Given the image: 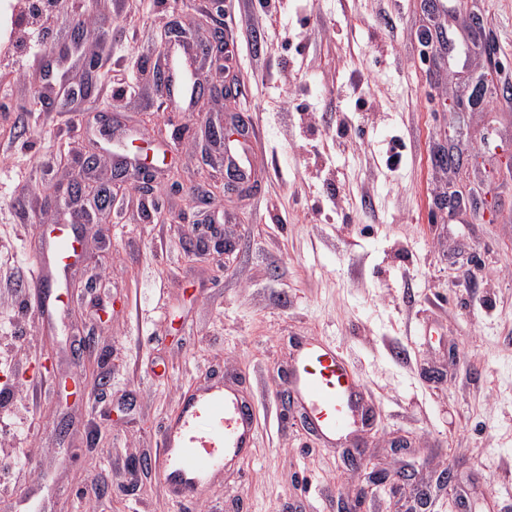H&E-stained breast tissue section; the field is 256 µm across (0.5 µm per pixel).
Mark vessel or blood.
<instances>
[{
    "instance_id": "1",
    "label": "vessel or blood",
    "mask_w": 512,
    "mask_h": 512,
    "mask_svg": "<svg viewBox=\"0 0 512 512\" xmlns=\"http://www.w3.org/2000/svg\"><path fill=\"white\" fill-rule=\"evenodd\" d=\"M191 72L183 50L170 64L164 97L192 100ZM77 217L37 229L42 252L31 276L33 291L45 286V267L68 268L78 256ZM292 403L329 446L346 441L364 420L359 385L347 360L309 338L295 349L288 388ZM256 430L247 400L224 383L210 384L183 401L179 414L162 431V476L177 502L203 498L238 458L254 447Z\"/></svg>"
}]
</instances>
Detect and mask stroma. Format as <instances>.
I'll use <instances>...</instances> for the list:
<instances>
[{
    "label": "stroma",
    "instance_id": "stroma-1",
    "mask_svg": "<svg viewBox=\"0 0 512 512\" xmlns=\"http://www.w3.org/2000/svg\"><path fill=\"white\" fill-rule=\"evenodd\" d=\"M38 5L0 0V386L22 397L0 464L14 492L44 481L42 512H416L417 485L452 467L426 512L459 495L512 512V0H276L269 18L257 0ZM171 26L192 45L230 37L236 108L263 133L245 157L253 187L207 206L198 171L223 181L226 150L204 145L202 120L226 106L160 99ZM479 75L492 94L470 108ZM133 141L154 156L148 196L113 178ZM451 143L470 166L435 163ZM67 204L91 221L62 286L65 326L48 330L27 290L35 227ZM214 227L235 251L187 257ZM304 336L346 356L374 409L358 439L370 469L282 406ZM44 356L53 370H38ZM213 380L253 399L257 443L178 504L160 470L132 463L157 462L161 426ZM408 464L416 484L369 485V470Z\"/></svg>",
    "mask_w": 512,
    "mask_h": 512
}]
</instances>
